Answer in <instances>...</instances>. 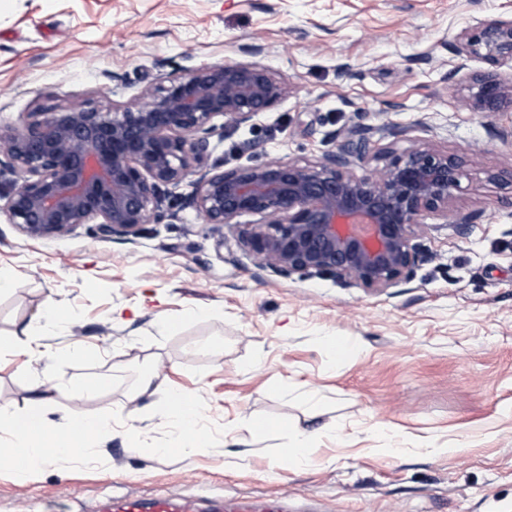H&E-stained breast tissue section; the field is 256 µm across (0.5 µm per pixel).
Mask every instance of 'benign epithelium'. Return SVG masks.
Listing matches in <instances>:
<instances>
[{
    "label": "benign epithelium",
    "mask_w": 512,
    "mask_h": 512,
    "mask_svg": "<svg viewBox=\"0 0 512 512\" xmlns=\"http://www.w3.org/2000/svg\"><path fill=\"white\" fill-rule=\"evenodd\" d=\"M249 61L215 63L170 74L145 87L134 107L95 104L30 112L24 126L0 132V169L15 174L0 189V211L30 239L64 237L92 224L104 239L131 241L164 218L162 188L189 181L183 204L226 228L260 268L280 277L330 276L369 291L410 281L427 259L418 243L429 217L451 218L459 236L474 213L457 206L466 160L431 145L404 155L375 150L385 124L352 123L327 135L331 148L313 163L295 160L230 169L210 162L214 119L239 127L289 92L258 58L259 43L240 47ZM453 51L466 68L470 106L512 112V18L461 31ZM384 165L363 175L354 169ZM245 215L259 217L243 224Z\"/></svg>",
    "instance_id": "obj_1"
}]
</instances>
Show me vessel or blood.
I'll list each match as a JSON object with an SVG mask.
<instances>
[{
  "mask_svg": "<svg viewBox=\"0 0 512 512\" xmlns=\"http://www.w3.org/2000/svg\"><path fill=\"white\" fill-rule=\"evenodd\" d=\"M104 512H288L282 498L249 499L238 497H151L131 493L113 495L104 503Z\"/></svg>",
  "mask_w": 512,
  "mask_h": 512,
  "instance_id": "b4317fda",
  "label": "vessel or blood"
}]
</instances>
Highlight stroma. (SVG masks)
I'll use <instances>...</instances> for the list:
<instances>
[{"label": "stroma", "instance_id": "1", "mask_svg": "<svg viewBox=\"0 0 512 512\" xmlns=\"http://www.w3.org/2000/svg\"><path fill=\"white\" fill-rule=\"evenodd\" d=\"M511 16L512 0H0L2 128L134 105L158 73L239 61L259 42L290 92L213 137L212 161L313 162L330 131L385 122L378 148L465 157L458 204L476 214L463 237L430 218L413 279L369 292L261 269L184 206L186 183L165 187L164 218L131 241L90 225L32 240L1 213L0 407L106 422L92 461L46 458L24 478L0 463V512H91L114 492L512 512V184L488 179L512 168V116L465 106L452 50L461 30ZM331 336L352 349L336 357ZM180 395L199 407L203 447H177L155 414ZM259 418L272 428L255 438L243 424ZM300 430L315 452L291 466L277 450Z\"/></svg>", "mask_w": 512, "mask_h": 512}]
</instances>
